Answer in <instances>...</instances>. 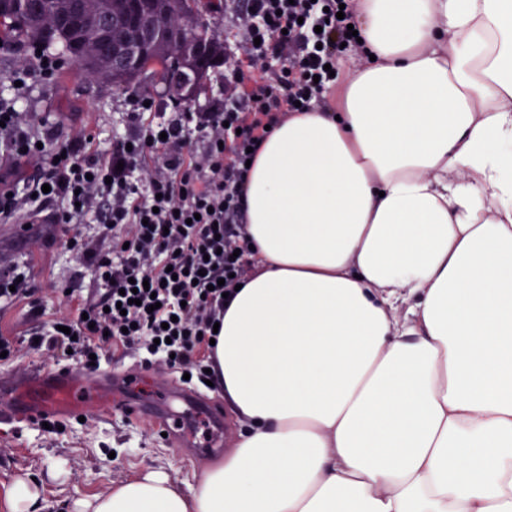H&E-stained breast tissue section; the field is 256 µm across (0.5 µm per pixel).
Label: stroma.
<instances>
[{"label":"stroma","instance_id":"stroma-1","mask_svg":"<svg viewBox=\"0 0 512 512\" xmlns=\"http://www.w3.org/2000/svg\"><path fill=\"white\" fill-rule=\"evenodd\" d=\"M126 91L91 83L79 71L36 84L28 111L64 127H83L94 133L100 149H108L113 130L126 124ZM51 224L0 223V263L23 261L38 288L37 298L47 313L65 305L66 289L93 288L76 252L64 248L29 251L23 239L58 234ZM223 452L207 453L178 447L154 432L147 422L123 412L100 407L84 420H71L64 434L55 436L39 425L10 427L0 424V504L16 478H36L43 487L44 512H67L76 495L91 497L112 483L140 471L163 467L184 487L191 486L210 464L222 461Z\"/></svg>","mask_w":512,"mask_h":512}]
</instances>
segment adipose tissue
<instances>
[{"label":"adipose tissue","instance_id":"1","mask_svg":"<svg viewBox=\"0 0 512 512\" xmlns=\"http://www.w3.org/2000/svg\"><path fill=\"white\" fill-rule=\"evenodd\" d=\"M336 111L249 173L233 448L71 512H512V0H358Z\"/></svg>","mask_w":512,"mask_h":512}]
</instances>
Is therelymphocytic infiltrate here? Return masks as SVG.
<instances>
[{
	"mask_svg": "<svg viewBox=\"0 0 512 512\" xmlns=\"http://www.w3.org/2000/svg\"><path fill=\"white\" fill-rule=\"evenodd\" d=\"M355 9V0H246L228 20L240 39L224 48L223 104L158 116L131 95L126 129L104 153L83 129L36 123L23 109L33 82L58 72V56L16 59L11 94L0 97V160L18 171L0 176V223L47 213L98 284L31 338L86 367L110 344L205 382L226 296L254 271L246 162L294 112L327 107L328 66L360 48L348 32ZM126 291L137 300L118 309ZM35 294L32 279L0 269V303L38 316Z\"/></svg>",
	"mask_w": 512,
	"mask_h": 512,
	"instance_id": "f902f5d3",
	"label": "lymphocytic infiltrate"
}]
</instances>
